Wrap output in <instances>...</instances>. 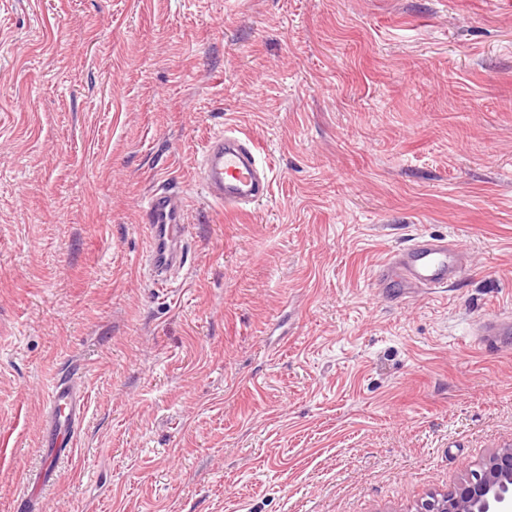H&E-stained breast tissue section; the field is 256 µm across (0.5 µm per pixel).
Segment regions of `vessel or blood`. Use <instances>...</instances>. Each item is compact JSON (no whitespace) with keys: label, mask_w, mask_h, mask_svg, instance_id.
I'll return each instance as SVG.
<instances>
[{"label":"vessel or blood","mask_w":512,"mask_h":512,"mask_svg":"<svg viewBox=\"0 0 512 512\" xmlns=\"http://www.w3.org/2000/svg\"><path fill=\"white\" fill-rule=\"evenodd\" d=\"M199 181L205 194L225 209L240 211L270 194V180L259 145L233 127L209 137L199 164ZM184 197L171 188L156 185L143 209L148 234V253L155 282H162L168 267L182 262L186 227ZM466 266L465 254L444 238L418 236L390 251L383 278L391 299L402 302L418 290L437 291L454 284ZM482 343L497 351L512 348V318L492 316L480 327ZM86 392L73 377L62 375L53 382L42 416L41 445L48 460L41 479L58 476L56 464L70 455L85 418Z\"/></svg>","instance_id":"b4317fda"}]
</instances>
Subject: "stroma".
Returning <instances> with one entry per match:
<instances>
[{"mask_svg":"<svg viewBox=\"0 0 512 512\" xmlns=\"http://www.w3.org/2000/svg\"><path fill=\"white\" fill-rule=\"evenodd\" d=\"M270 166L239 214L207 138ZM187 200L154 283L142 207ZM420 235L470 256L380 296ZM512 0H0V512L56 375L85 426L46 512H416L512 447ZM205 194L224 209L246 211L270 194V180L259 145L233 127L209 137L199 164ZM512 335L511 316H491L481 323V343L489 349L497 351L511 350L510 340Z\"/></svg>","mask_w":512,"mask_h":512,"instance_id":"1","label":"stroma"}]
</instances>
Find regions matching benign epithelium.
Instances as JSON below:
<instances>
[{
  "instance_id": "benign-epithelium-1",
  "label": "benign epithelium",
  "mask_w": 512,
  "mask_h": 512,
  "mask_svg": "<svg viewBox=\"0 0 512 512\" xmlns=\"http://www.w3.org/2000/svg\"><path fill=\"white\" fill-rule=\"evenodd\" d=\"M417 512H512V448H499L477 470Z\"/></svg>"
}]
</instances>
